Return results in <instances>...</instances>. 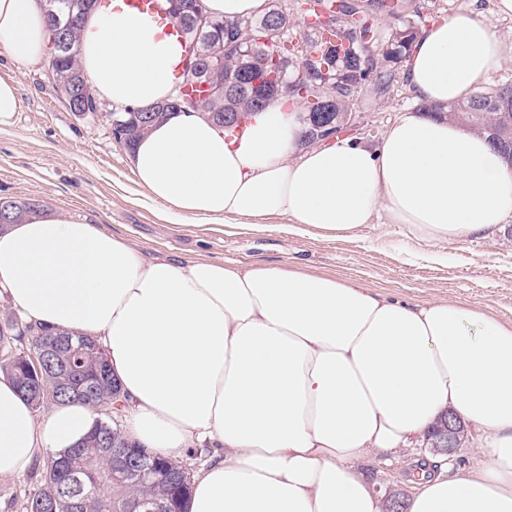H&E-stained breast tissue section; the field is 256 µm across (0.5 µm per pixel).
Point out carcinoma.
<instances>
[{
	"label": "carcinoma",
	"instance_id": "cac0c4a2",
	"mask_svg": "<svg viewBox=\"0 0 512 512\" xmlns=\"http://www.w3.org/2000/svg\"><path fill=\"white\" fill-rule=\"evenodd\" d=\"M182 10L174 23L183 34L182 43L193 39L205 55L203 73L192 77L181 70L175 93L187 97L217 127L235 133L242 130V121L256 115L271 101L282 98L288 106L305 113H316L321 102L333 97V123L340 131L347 124L361 95L370 91L385 96L394 82L403 75L412 46L422 33L425 16L416 0H294L295 15L275 20L270 18L272 0L266 11L246 19H211V24L198 26L193 11L194 0H178ZM97 6V0H63L58 14L70 21L66 31L70 47L58 56L53 70L57 90L65 97L84 96L89 81L82 72L80 27L85 15ZM232 36L243 45L253 37L267 38V67H259L253 78L265 91L256 96L254 87L240 82L243 60L224 55V40ZM285 64L288 74L296 77L295 85L283 93L277 89L274 72ZM422 109L446 113L451 121L483 133L500 157L512 166V79H505L488 91H480L466 101L441 107ZM170 108L165 103L151 110L129 108L106 113L108 120H117L126 149L150 128L165 120ZM8 209L0 217V230L18 224L38 211L36 204L7 200ZM33 337V346L47 343L56 332L33 325H20L12 316L0 319V348L22 336ZM85 350L66 352L63 363L49 359L40 363V373L31 372L21 355L11 367L0 371L11 376L22 396L37 410L81 400L101 414L112 417V406L119 397L112 393V376H102L105 355L97 343L85 337ZM83 380L95 383L93 395L76 390ZM53 394L50 402L40 391ZM92 434L105 437V443L86 440L71 449L66 465L89 479L80 491L85 512H123L124 504L134 498L155 506L168 501L176 493L174 485L159 482L143 485L134 470L118 472L113 468L112 445H124L118 428L106 420ZM55 459L47 461L41 485L29 493L27 512H70L71 488L67 473L56 472Z\"/></svg>",
	"mask_w": 512,
	"mask_h": 512
}]
</instances>
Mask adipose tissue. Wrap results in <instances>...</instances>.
<instances>
[{
    "label": "adipose tissue",
    "instance_id": "1",
    "mask_svg": "<svg viewBox=\"0 0 512 512\" xmlns=\"http://www.w3.org/2000/svg\"><path fill=\"white\" fill-rule=\"evenodd\" d=\"M40 0H0V53L49 42ZM81 68L98 100L167 99L177 44L153 20L90 13ZM507 53L462 11L426 29L404 72L422 110L368 146H300L295 110L271 102L236 135L181 112L137 142L147 201L180 220L355 234L377 218L416 240H463L512 217V166L486 136L430 114L478 92ZM0 297L26 322L90 335L120 386L125 439L173 460L209 442L186 512H381L354 469L423 434L444 411L486 432L487 464L421 470L406 512H512V322L461 304H410L294 267L146 259L128 239L43 212L0 231ZM82 402L37 420L0 374V479L60 458L96 426Z\"/></svg>",
    "mask_w": 512,
    "mask_h": 512
}]
</instances>
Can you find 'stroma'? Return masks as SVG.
<instances>
[{"instance_id":"stroma-1","label":"stroma","mask_w":512,"mask_h":512,"mask_svg":"<svg viewBox=\"0 0 512 512\" xmlns=\"http://www.w3.org/2000/svg\"><path fill=\"white\" fill-rule=\"evenodd\" d=\"M434 15L447 18L481 12L512 52V17L494 14L491 0H434ZM14 72L20 110L0 125V197L39 203L44 211L72 217L128 238L151 257H207L239 267L298 266L354 281L394 300L456 302L512 322V221L489 236L421 243L419 256L405 250V227L385 224L359 236L336 238L319 232L294 235L288 219L275 216L254 229L214 221L162 220L134 182L131 158L104 115H77L57 92L47 60L13 68L0 55V74ZM417 104L404 84L382 99L364 96L360 138L378 142L399 116ZM444 254L441 262L429 261ZM437 457L422 437L389 453L355 460L354 468L377 496L411 493L419 467ZM45 472L35 465L19 478L0 480V512H26L29 492Z\"/></svg>"}]
</instances>
